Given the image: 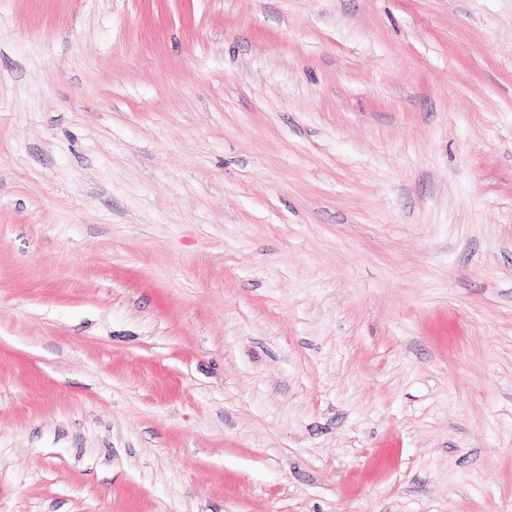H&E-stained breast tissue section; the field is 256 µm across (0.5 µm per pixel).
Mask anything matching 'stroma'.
<instances>
[{
	"label": "stroma",
	"instance_id": "35a3bbf8",
	"mask_svg": "<svg viewBox=\"0 0 512 512\" xmlns=\"http://www.w3.org/2000/svg\"><path fill=\"white\" fill-rule=\"evenodd\" d=\"M0 512H512V0H0Z\"/></svg>",
	"mask_w": 512,
	"mask_h": 512
}]
</instances>
